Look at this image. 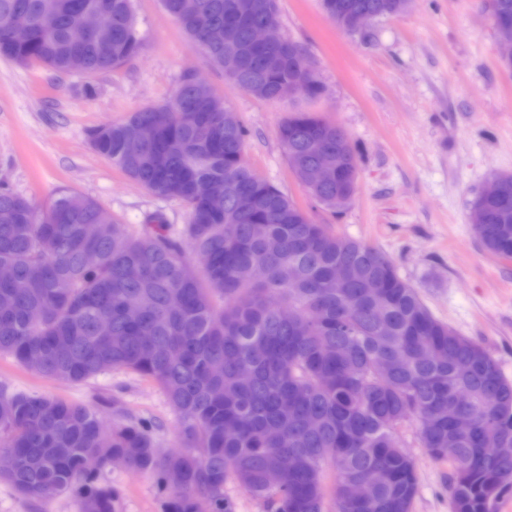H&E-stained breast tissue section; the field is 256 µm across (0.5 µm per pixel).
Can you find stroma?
I'll return each instance as SVG.
<instances>
[{"label":"stroma","mask_w":512,"mask_h":512,"mask_svg":"<svg viewBox=\"0 0 512 512\" xmlns=\"http://www.w3.org/2000/svg\"><path fill=\"white\" fill-rule=\"evenodd\" d=\"M142 50L123 66L61 75L0 57V185L46 210L69 190L99 203L139 232L161 216L169 234L188 222L180 201L161 199L98 155L95 128L168 101L201 70L247 130L244 157L332 233L389 256L434 317L481 342L512 379V260L485 250L469 207L489 176L512 172V69L500 58L483 0H414L405 13L365 33L336 28L320 0H278L280 32L299 44L324 86L314 109L348 133L359 158L357 191L341 211L317 203L298 181L278 137L293 100L256 98L204 64L199 48L160 0H133ZM113 409L153 425L158 448H180L178 421L154 380L112 370L71 385L0 356V384ZM418 480L412 512H452L450 464L410 444ZM104 477L121 491L120 512H161L153 479L114 466ZM0 512H78L61 497L39 502L0 481Z\"/></svg>","instance_id":"obj_1"}]
</instances>
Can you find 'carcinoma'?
<instances>
[{
    "instance_id": "obj_1",
    "label": "carcinoma",
    "mask_w": 512,
    "mask_h": 512,
    "mask_svg": "<svg viewBox=\"0 0 512 512\" xmlns=\"http://www.w3.org/2000/svg\"><path fill=\"white\" fill-rule=\"evenodd\" d=\"M162 0L165 11L208 64H236L250 77L234 85L259 97L299 80L285 41L248 53L253 24H279L276 0ZM255 4L224 43L234 7ZM401 0H321L327 18L341 10L399 14ZM490 17L512 24V0H485ZM112 12V43L80 47L69 34L84 13ZM18 11L30 26L10 25ZM141 49L131 0H0V56L60 74L114 69ZM175 112L143 109L112 125L95 150L130 178L189 212L174 238L158 216L135 235L94 200L62 192L46 212L0 188V264L12 265L31 288L0 285V355L45 378L80 384L109 368L153 378L179 419L181 450L161 452L152 424L124 414L111 429L99 411L0 387V452L15 459L0 480L42 501L73 498L79 512H118L120 491L102 480L114 456L126 469L153 476L165 495L162 512H232L224 485L233 479L263 499L269 512H411L417 492L403 432L436 459L452 464V512H492L487 492L512 474V381L478 341L433 317L416 289L378 249L330 233L244 161L246 130L226 128L223 99L204 100L180 85L167 102ZM141 122L160 128L151 143L127 145ZM294 171L304 181L316 147L344 158L339 186L356 187L358 154L345 130L297 108L279 126ZM502 189L479 194L469 223L488 250L512 259V173L495 174ZM206 181L220 195L197 194ZM311 196L333 208L336 185ZM109 224L99 238L95 225ZM130 266L140 270L129 279ZM361 275L349 278V271ZM380 283L378 309L366 282ZM141 305L139 319L126 310ZM106 319L112 334L99 336ZM402 358L392 374L380 360ZM224 363L219 377L212 363ZM473 429L456 433L459 416ZM383 479L374 500L360 504L345 487L369 472ZM276 471L281 482L266 481ZM334 484L327 485V472Z\"/></svg>"
}]
</instances>
